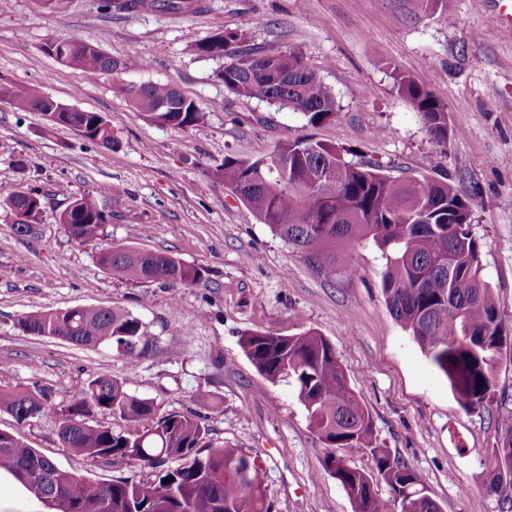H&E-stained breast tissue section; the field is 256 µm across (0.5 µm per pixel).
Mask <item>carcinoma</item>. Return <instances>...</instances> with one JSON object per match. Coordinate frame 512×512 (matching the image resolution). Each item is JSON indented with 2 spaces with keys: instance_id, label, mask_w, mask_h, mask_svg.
<instances>
[{
  "instance_id": "1",
  "label": "carcinoma",
  "mask_w": 512,
  "mask_h": 512,
  "mask_svg": "<svg viewBox=\"0 0 512 512\" xmlns=\"http://www.w3.org/2000/svg\"><path fill=\"white\" fill-rule=\"evenodd\" d=\"M116 12L195 13L198 0H103ZM248 36L226 30L194 44L203 57L224 59L216 77L224 87L279 109L300 112L317 126L338 112L336 99L320 70L295 50L248 48ZM47 55L81 70L91 79L120 77L130 68L76 35L50 39ZM401 95L420 115L440 151L448 149L447 105L425 84L397 78ZM133 106L161 126L191 127L205 113L169 83L125 84ZM20 110L42 113L47 128L67 127L81 137L111 148L112 129L98 112L79 110L30 87L0 82V99ZM347 151L313 136L278 141L264 157H224L214 175L273 234L279 236L325 281L350 271L343 244L371 242L385 260L383 293L392 317L414 337L431 364L442 373L459 404L475 411L495 395L496 363L504 342L494 293L480 276V250L471 230L472 200L456 186L430 176L434 159L425 158L416 174L397 177L379 165L360 164ZM107 192L74 199L59 215L69 236L100 248L107 273L135 283L187 287L202 277L201 268L166 253L105 243L108 239ZM0 208L15 218L41 222L39 194L12 191L0 195ZM30 335L48 336L74 346L109 343L134 364L148 345L144 326L129 312L102 306L30 311L18 320ZM241 346L257 371L272 383L292 385L307 412L309 427L328 449L324 470L342 486L354 512H439L421 495V480L408 464L373 445L369 411L351 388L332 344L308 330L298 336L250 332ZM19 425L46 410L59 421L60 444L94 461H125L151 470L152 477H120L99 482L60 469L54 461L17 436L0 431V469L11 473L50 512H268V485L256 461L237 448L216 443L210 430L191 415L162 410L149 398L129 394L123 384L102 376L68 401L55 404L45 389L0 391V409ZM107 412L123 421L115 429L94 422ZM503 447L496 449L509 489L501 512H512V418L501 422ZM338 448H368L374 470L349 464ZM391 498L375 490L378 481Z\"/></svg>"
}]
</instances>
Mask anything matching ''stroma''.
<instances>
[{"label":"stroma","instance_id":"1","mask_svg":"<svg viewBox=\"0 0 512 512\" xmlns=\"http://www.w3.org/2000/svg\"><path fill=\"white\" fill-rule=\"evenodd\" d=\"M201 11L107 15L98 0H11L0 11V81L100 113L116 144L75 131L47 130L39 112L0 100V190H35L44 210L37 232L18 236L0 210V389L35 387L54 402L109 376L164 409L200 417L215 440L252 456L265 473L270 512H353L323 468L325 450L294 388L271 383L246 357L250 331L329 340L350 385L368 408L376 446L423 479L441 512H499L487 483L512 412V35L495 26L497 0H203ZM227 29L252 44L294 49L320 67L339 106L319 126L288 109L225 89L223 62L195 54V42ZM80 35L136 66L128 82L173 84L205 114L195 126H159L136 111L112 78L88 79L48 56L53 37ZM425 83L446 104L457 135L438 154L397 75ZM313 136L347 149L348 160L416 171L436 155L474 202L471 229L481 276L492 288L507 343L496 364V394L466 411L417 341L391 316L385 262L370 243L345 250L352 275L326 282L212 176L225 156L258 158L275 143ZM108 187L113 243L170 254L202 267L203 279L174 290L108 274L97 248L72 240L58 222L74 199ZM95 305L139 318L148 338L136 364L108 344L75 347L27 335L17 319L33 310ZM210 392L215 405L196 402ZM0 430L39 449L61 468L96 480L149 478L122 463L69 453L58 419L45 411L20 425L0 410Z\"/></svg>","mask_w":512,"mask_h":512}]
</instances>
